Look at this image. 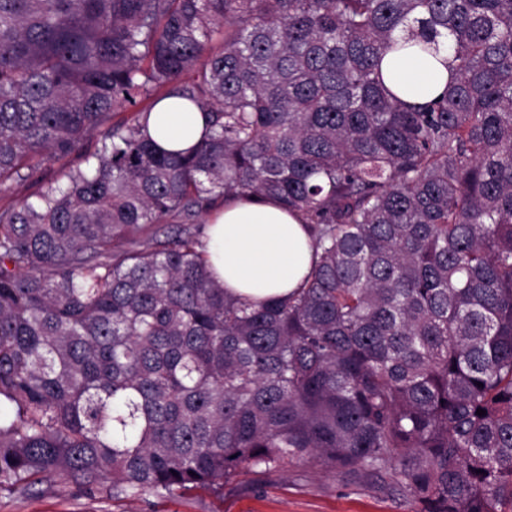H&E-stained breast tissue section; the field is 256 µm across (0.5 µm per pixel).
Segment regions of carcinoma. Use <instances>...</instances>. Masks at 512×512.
Listing matches in <instances>:
<instances>
[{
  "label": "carcinoma",
  "mask_w": 512,
  "mask_h": 512,
  "mask_svg": "<svg viewBox=\"0 0 512 512\" xmlns=\"http://www.w3.org/2000/svg\"><path fill=\"white\" fill-rule=\"evenodd\" d=\"M441 41L443 96L385 87L386 54ZM174 96L209 130L167 152ZM32 178L0 209L1 492L296 459L512 512V0H0V192ZM244 195L309 228L286 299L213 277L196 224ZM204 112L186 101L167 98L152 110L149 133L165 151H181L195 144L205 128Z\"/></svg>",
  "instance_id": "1"
}]
</instances>
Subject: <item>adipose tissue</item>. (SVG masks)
<instances>
[{"mask_svg":"<svg viewBox=\"0 0 512 512\" xmlns=\"http://www.w3.org/2000/svg\"><path fill=\"white\" fill-rule=\"evenodd\" d=\"M447 46L437 55L386 57L381 71L387 87L410 103H425L448 89ZM205 127L202 110L177 98L159 101L152 110L149 133L166 151L195 144ZM213 276L227 295L261 301L286 296L307 275L313 248L301 213L278 201L237 197L216 208L206 232Z\"/></svg>","mask_w":512,"mask_h":512,"instance_id":"obj_1","label":"adipose tissue"}]
</instances>
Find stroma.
I'll use <instances>...</instances> for the list:
<instances>
[{
	"label": "stroma",
	"instance_id": "1",
	"mask_svg": "<svg viewBox=\"0 0 512 512\" xmlns=\"http://www.w3.org/2000/svg\"><path fill=\"white\" fill-rule=\"evenodd\" d=\"M403 497L352 482L336 470L290 461L257 475L241 469L223 492L209 488L137 498L89 497L68 479H45L28 492H0V512H413Z\"/></svg>",
	"mask_w": 512,
	"mask_h": 512
}]
</instances>
